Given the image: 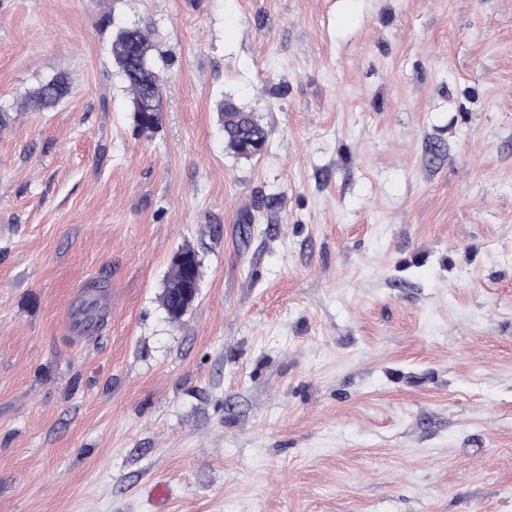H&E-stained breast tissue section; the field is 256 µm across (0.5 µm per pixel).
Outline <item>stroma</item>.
I'll list each match as a JSON object with an SVG mask.
<instances>
[{
	"label": "stroma",
	"instance_id": "35a3bbf8",
	"mask_svg": "<svg viewBox=\"0 0 512 512\" xmlns=\"http://www.w3.org/2000/svg\"><path fill=\"white\" fill-rule=\"evenodd\" d=\"M0 512H512V0H0ZM159 55L156 41L146 28L119 27L112 32L111 55L117 73L125 83L128 103L132 110L135 104L148 112L150 124L155 128L163 112L162 98L156 103L155 89L160 87L164 94V78L155 63ZM69 93L70 84L67 78L56 75L29 92L26 97V105L35 110L46 109L60 103ZM218 121L224 129V142L235 156L250 159L261 153H247L243 148L249 144L268 146V134L265 127L256 118L254 112H247L232 100H223L219 105ZM179 253L192 257L193 262L192 265H188L173 260L171 269L164 281L161 300L163 307L171 319H180L187 310H180L183 301L180 288H183L187 281L198 283L200 278L201 261L199 259L196 260L198 254L190 248L183 249Z\"/></svg>",
	"mask_w": 512,
	"mask_h": 512
}]
</instances>
